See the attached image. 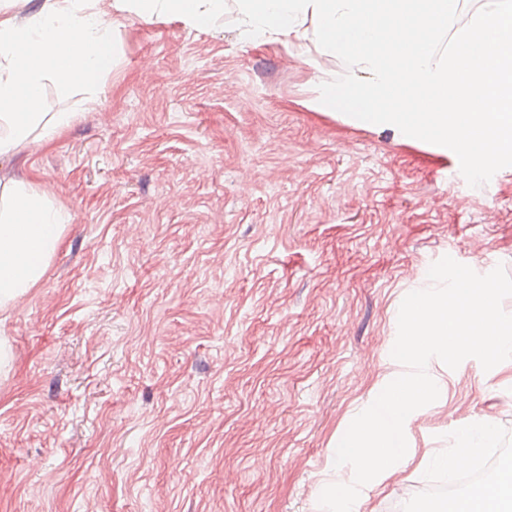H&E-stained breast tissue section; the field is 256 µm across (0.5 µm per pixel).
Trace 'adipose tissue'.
Returning <instances> with one entry per match:
<instances>
[{
	"mask_svg": "<svg viewBox=\"0 0 512 512\" xmlns=\"http://www.w3.org/2000/svg\"><path fill=\"white\" fill-rule=\"evenodd\" d=\"M28 2L11 0L0 8V158L31 138L51 144L72 125L75 113L39 111L44 82L52 76L90 80L111 69L113 12L146 21L176 18L198 31L211 29L224 14V0H112L108 13L99 0H53L18 25L15 10ZM68 222V214L40 192L0 186V307L40 281ZM488 430L485 424L462 430L455 446L430 455L429 463L454 474L458 460L469 457ZM453 512H512V463Z\"/></svg>",
	"mask_w": 512,
	"mask_h": 512,
	"instance_id": "1",
	"label": "adipose tissue"
}]
</instances>
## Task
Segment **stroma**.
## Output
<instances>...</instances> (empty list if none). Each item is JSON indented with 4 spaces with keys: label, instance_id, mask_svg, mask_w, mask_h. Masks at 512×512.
<instances>
[{
    "label": "stroma",
    "instance_id": "35a3bbf8",
    "mask_svg": "<svg viewBox=\"0 0 512 512\" xmlns=\"http://www.w3.org/2000/svg\"><path fill=\"white\" fill-rule=\"evenodd\" d=\"M239 20H120L109 74L45 82L75 123L0 158L70 216L0 311V512H317L403 298L446 255L512 275V167L470 187L450 149L327 109L338 56ZM432 365L447 390L365 512H431L421 461L474 420L512 448V360Z\"/></svg>",
    "mask_w": 512,
    "mask_h": 512
}]
</instances>
